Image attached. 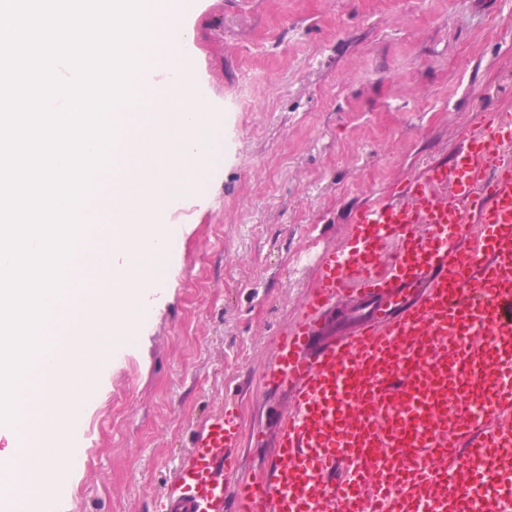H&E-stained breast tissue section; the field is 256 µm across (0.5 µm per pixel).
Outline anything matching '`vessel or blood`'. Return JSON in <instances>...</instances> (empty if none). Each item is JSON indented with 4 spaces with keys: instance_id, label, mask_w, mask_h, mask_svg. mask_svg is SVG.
Here are the masks:
<instances>
[{
    "instance_id": "b4317fda",
    "label": "vessel or blood",
    "mask_w": 512,
    "mask_h": 512,
    "mask_svg": "<svg viewBox=\"0 0 512 512\" xmlns=\"http://www.w3.org/2000/svg\"><path fill=\"white\" fill-rule=\"evenodd\" d=\"M111 210L96 184L91 223ZM263 377L293 394L267 481L226 501L228 405L158 512H512V109L481 110L451 166L355 210Z\"/></svg>"
}]
</instances>
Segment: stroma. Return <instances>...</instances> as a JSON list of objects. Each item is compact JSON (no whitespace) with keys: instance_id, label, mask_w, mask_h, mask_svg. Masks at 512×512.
<instances>
[{"instance_id":"obj_1","label":"stroma","mask_w":512,"mask_h":512,"mask_svg":"<svg viewBox=\"0 0 512 512\" xmlns=\"http://www.w3.org/2000/svg\"><path fill=\"white\" fill-rule=\"evenodd\" d=\"M512 0H196L188 87L216 128L202 181L165 211L168 252L128 337L89 339L76 450L18 512H156L209 413L236 407L241 467L263 482L289 392L265 384L279 332L347 243L362 204L451 164L476 108H512Z\"/></svg>"}]
</instances>
